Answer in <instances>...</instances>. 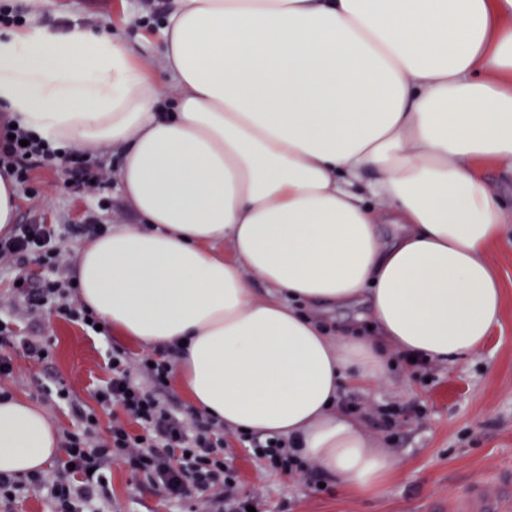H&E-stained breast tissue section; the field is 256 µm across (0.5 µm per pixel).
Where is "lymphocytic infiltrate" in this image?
<instances>
[{
    "instance_id": "obj_1",
    "label": "lymphocytic infiltrate",
    "mask_w": 512,
    "mask_h": 512,
    "mask_svg": "<svg viewBox=\"0 0 512 512\" xmlns=\"http://www.w3.org/2000/svg\"><path fill=\"white\" fill-rule=\"evenodd\" d=\"M55 156L31 132L0 124V169L9 171L17 182H28L37 164ZM5 256L20 261L31 257L49 269L47 277L35 282L26 278L16 287L15 296L27 311L53 306L58 315L95 334L91 310L68 301L73 284L62 274L68 266L67 254L49 225H16L10 236L0 239V257ZM108 365L111 375L97 390L99 407L120 408L139 423L140 434L129 433L118 421L106 434H99L96 409L68 399L79 424L65 437L68 466L53 475L36 471L23 481L0 474V502L11 501L29 488L45 497L51 512H100L99 502L111 497V464L125 460L172 499L203 495L202 512H223L228 499L233 502L232 512H247L245 502L232 499L235 478L224 461V441L216 436L213 421L199 410L178 412L165 405L168 362L159 357L133 364L123 350L113 347Z\"/></svg>"
}]
</instances>
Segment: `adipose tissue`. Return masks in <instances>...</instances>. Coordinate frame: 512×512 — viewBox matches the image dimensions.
Wrapping results in <instances>:
<instances>
[{"mask_svg":"<svg viewBox=\"0 0 512 512\" xmlns=\"http://www.w3.org/2000/svg\"><path fill=\"white\" fill-rule=\"evenodd\" d=\"M1 111L54 149L120 151L138 221L80 246V302L176 348L195 409L347 490L397 462L345 387L399 354L469 357L501 320L487 252L512 209L481 169L512 160V0H176L153 63L32 16L0 31ZM363 301L371 337L314 315ZM58 451L40 406L0 398V474Z\"/></svg>","mask_w":512,"mask_h":512,"instance_id":"adipose-tissue-1","label":"adipose tissue"}]
</instances>
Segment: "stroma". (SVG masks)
Wrapping results in <instances>:
<instances>
[{
	"label": "stroma",
	"mask_w": 512,
	"mask_h": 512,
	"mask_svg": "<svg viewBox=\"0 0 512 512\" xmlns=\"http://www.w3.org/2000/svg\"><path fill=\"white\" fill-rule=\"evenodd\" d=\"M173 0H44L43 18L53 27L71 22L109 24L123 32L132 52L144 59L158 56L157 28ZM17 221L49 224L70 253L84 239L81 225L133 224L137 217L116 184L90 195L70 186L62 162L36 167L28 184L18 188ZM490 261L497 267L505 294L500 325L474 356L454 364L423 365L398 358L387 381L355 388L344 403L365 432L390 449L397 468L379 494L351 493L328 481L317 469L288 474L269 468L241 435L224 434V461L238 476L240 496H257L259 512H432L476 487L493 488L512 469V223L504 225ZM18 336L0 346L20 373L6 383L8 393L41 406L60 431L75 430L70 409L43 388L63 382L71 394L93 405V391L110 376L108 346L122 348L130 360L148 352L127 337L87 335L73 322L44 310L26 316ZM41 336L51 346L48 360L29 358L20 339ZM397 409L394 425L382 412ZM112 512H188L170 501L124 461L111 474Z\"/></svg>",
	"instance_id": "35a3bbf8"
}]
</instances>
